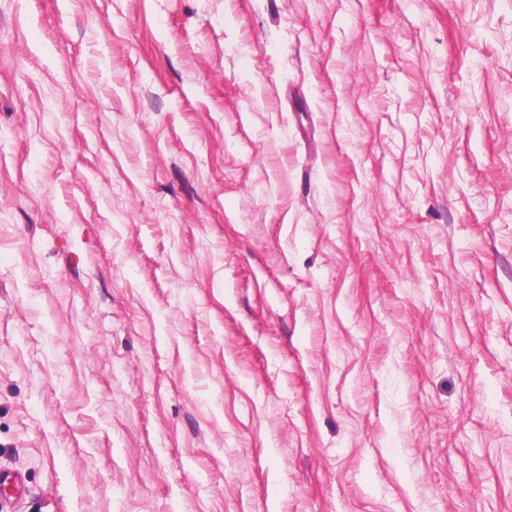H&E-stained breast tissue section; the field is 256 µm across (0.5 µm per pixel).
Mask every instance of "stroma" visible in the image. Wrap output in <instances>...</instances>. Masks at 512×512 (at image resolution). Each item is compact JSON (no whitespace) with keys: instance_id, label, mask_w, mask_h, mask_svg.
Here are the masks:
<instances>
[{"instance_id":"obj_1","label":"stroma","mask_w":512,"mask_h":512,"mask_svg":"<svg viewBox=\"0 0 512 512\" xmlns=\"http://www.w3.org/2000/svg\"><path fill=\"white\" fill-rule=\"evenodd\" d=\"M0 512H512V0H0Z\"/></svg>"}]
</instances>
